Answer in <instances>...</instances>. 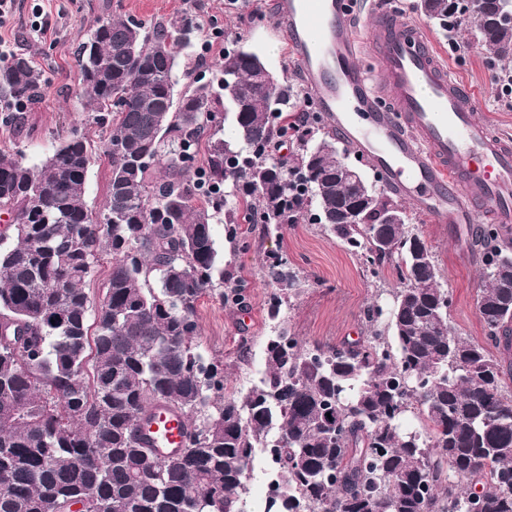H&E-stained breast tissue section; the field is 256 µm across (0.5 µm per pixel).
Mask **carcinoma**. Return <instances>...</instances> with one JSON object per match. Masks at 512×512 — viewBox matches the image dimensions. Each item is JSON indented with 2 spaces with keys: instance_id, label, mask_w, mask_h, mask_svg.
<instances>
[{
  "instance_id": "obj_1",
  "label": "carcinoma",
  "mask_w": 512,
  "mask_h": 512,
  "mask_svg": "<svg viewBox=\"0 0 512 512\" xmlns=\"http://www.w3.org/2000/svg\"><path fill=\"white\" fill-rule=\"evenodd\" d=\"M424 15L468 27L493 57L512 58V0H421ZM198 0L169 22L95 19L78 47L85 109L108 131L112 178L93 213L85 197L92 152L76 133L39 164L0 152V512H237L252 448L273 441L286 480L271 512H512V391L490 347L512 353V234L480 224L477 311L485 339L448 323L435 254L396 200L342 175L348 149L300 131L288 162L268 158L288 84L260 80L246 46L224 53L219 89L180 93L177 59L201 30ZM24 54L0 60L1 122L17 126L41 98ZM234 136H218L216 115ZM208 146L204 169L195 149ZM356 208L361 223H350ZM317 223L379 275L399 283L367 334L339 346L279 331L266 374L224 396V365L200 350L197 306L236 302L212 232L224 223ZM112 256L104 296L85 290ZM280 314L298 277L288 256L263 263ZM156 403L186 421L167 460L139 422ZM412 413L419 425L404 424Z\"/></svg>"
}]
</instances>
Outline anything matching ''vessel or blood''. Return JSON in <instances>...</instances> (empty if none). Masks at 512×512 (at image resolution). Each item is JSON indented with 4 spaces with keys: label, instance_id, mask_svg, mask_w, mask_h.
Masks as SVG:
<instances>
[{
    "label": "vessel or blood",
    "instance_id": "1",
    "mask_svg": "<svg viewBox=\"0 0 512 512\" xmlns=\"http://www.w3.org/2000/svg\"><path fill=\"white\" fill-rule=\"evenodd\" d=\"M283 36L327 127L369 159L380 183L438 224L483 215L512 226V138L476 111L428 31L378 0H273ZM373 65H360V57ZM180 415L141 423L158 453L182 446Z\"/></svg>",
    "mask_w": 512,
    "mask_h": 512
}]
</instances>
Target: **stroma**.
Instances as JSON below:
<instances>
[{
  "instance_id": "stroma-1",
  "label": "stroma",
  "mask_w": 512,
  "mask_h": 512,
  "mask_svg": "<svg viewBox=\"0 0 512 512\" xmlns=\"http://www.w3.org/2000/svg\"><path fill=\"white\" fill-rule=\"evenodd\" d=\"M184 7L185 0H17L13 13L0 22V44L11 53L31 57L44 74V84L39 102L25 113L23 128L0 125V150H23L33 164L50 151L58 134L77 129L93 146L85 196L90 209L99 210L112 164L103 153L106 133L88 121L78 94L77 47L97 17L112 14L149 23L175 17ZM201 21L191 56L180 59L181 86L198 81L218 84L224 52L240 42L263 57L276 80L302 86L286 43L276 36L270 0H201ZM42 23L47 26L43 33L38 30ZM425 26L452 77L475 91L478 114L512 137V102L498 98L494 82L501 62L470 30H460L451 40L434 21H426ZM411 222L432 247L442 270L450 325L462 335L483 340L476 311L482 254L480 248L466 244L469 225L433 224L416 213ZM212 229L225 269L243 278L245 285L243 304L205 297L197 308L203 352L224 364L225 394L246 391L263 377L264 345L280 328L309 344L352 342L365 331L364 309L392 299L397 284L392 269H385L381 277L371 276L335 237L311 220L280 230L249 225L243 232L247 242L243 249L230 243L223 224H213ZM273 252L287 253L301 279L300 289L275 319L267 309L272 289L261 272L266 255Z\"/></svg>"
}]
</instances>
